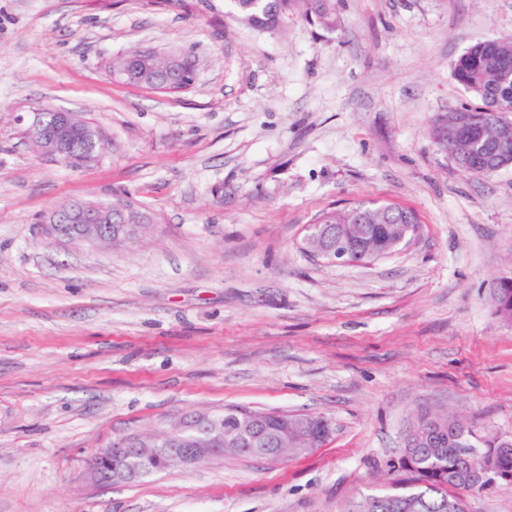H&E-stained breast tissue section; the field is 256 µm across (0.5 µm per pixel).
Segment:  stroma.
I'll return each instance as SVG.
<instances>
[{"mask_svg": "<svg viewBox=\"0 0 512 512\" xmlns=\"http://www.w3.org/2000/svg\"><path fill=\"white\" fill-rule=\"evenodd\" d=\"M336 25L242 23L230 0H0V512H348L425 414L512 433V167L460 171L432 135L473 98L452 62L512 36V0H335ZM197 61L180 94L119 84L131 48ZM84 113L80 170L18 114ZM125 191L135 242L59 247L45 217ZM398 203L409 247L370 266L303 252L318 211ZM321 415L277 464L232 458L88 487L116 434L182 411ZM320 417H321L320 418L321 424H317L314 426V423L316 422V420L311 416H307V417H305L303 422L296 425V428L294 429V430L300 432L298 434V439H301L304 442H308L309 440H311L312 436L314 437L315 443L309 448H315V447H318V446L324 444L326 441H328V439H330V437L333 434L334 429H333L332 423L328 419H326L322 416H320ZM312 427H313V430H312V436H311L310 429Z\"/></svg>", "mask_w": 512, "mask_h": 512, "instance_id": "stroma-1", "label": "stroma"}]
</instances>
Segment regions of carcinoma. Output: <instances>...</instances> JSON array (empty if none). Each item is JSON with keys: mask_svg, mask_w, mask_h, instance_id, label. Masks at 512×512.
Returning <instances> with one entry per match:
<instances>
[{"mask_svg": "<svg viewBox=\"0 0 512 512\" xmlns=\"http://www.w3.org/2000/svg\"><path fill=\"white\" fill-rule=\"evenodd\" d=\"M235 11L248 26L269 30L281 26L288 17L302 12L306 18H314L326 28L334 25L331 0H232ZM507 52L503 63L507 72V84L498 83L497 70L488 61L492 46L475 43L464 51L453 63L452 74L457 83L479 101L478 112L489 108L505 119L512 118V42L504 46ZM363 216L367 226L366 237L352 240V245L364 249L368 245L375 252L389 248L388 239L380 231L382 224H394L406 218L413 224L420 223L417 213L396 203L376 206L359 202L343 209L334 207L317 213L313 224H351L356 215ZM497 298L498 310L512 320V281L500 284ZM417 426L427 430L425 443L414 449L408 456L389 459L386 475L390 488L369 498L379 502L374 509L367 504L358 505L357 512H448V501L455 498L454 491H482V486L473 481L469 484L458 477L459 455L465 448H501L504 440L501 434L477 433L471 426L462 423L458 429L450 425V416L441 418L440 424L421 420ZM333 434L332 423L321 418L315 425L312 436L314 446L324 444Z\"/></svg>", "mask_w": 512, "mask_h": 512, "instance_id": "obj_1", "label": "carcinoma"}]
</instances>
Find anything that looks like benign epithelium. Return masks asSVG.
<instances>
[{
	"instance_id": "1",
	"label": "benign epithelium",
	"mask_w": 512,
	"mask_h": 512,
	"mask_svg": "<svg viewBox=\"0 0 512 512\" xmlns=\"http://www.w3.org/2000/svg\"><path fill=\"white\" fill-rule=\"evenodd\" d=\"M25 133V140L35 147L38 155L63 163L76 155L80 167L98 163L105 151V135L101 128L81 112L56 108L50 114L38 108L16 117ZM504 120L489 116L478 120L465 108L451 113L447 122L438 125L435 141L448 148L461 169L472 166L479 144L492 143L507 148L508 139L500 132ZM152 224L151 216L126 203L110 201H79L64 211L53 212L41 224L43 235L56 244L83 243L100 247L114 240L126 242L142 235ZM345 231L332 246L326 245L325 229L319 224L305 227L303 243L321 260L334 265L367 264L374 256L352 255ZM266 426V416L253 415L245 424L232 431L224 430V418L211 412H184L162 422L165 438L161 446L148 444L143 436L131 439L118 434L112 442L99 449L91 459L87 481L93 486L132 484L139 481L154 464L166 469L175 466L192 467L204 460L237 455L240 445L254 441L257 432ZM508 448H471L461 456L460 472L465 477H477L485 482L484 489H493L502 476L498 466L500 456Z\"/></svg>"
}]
</instances>
